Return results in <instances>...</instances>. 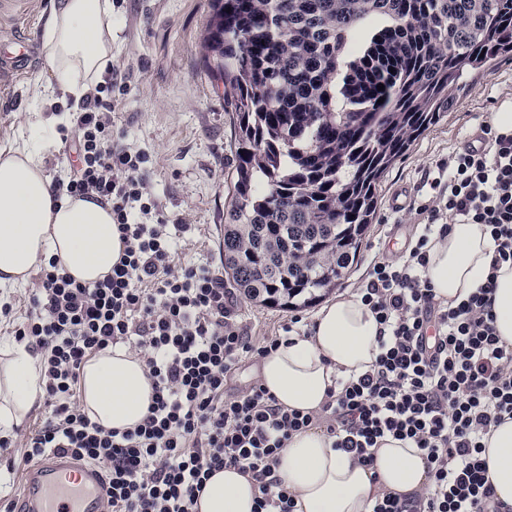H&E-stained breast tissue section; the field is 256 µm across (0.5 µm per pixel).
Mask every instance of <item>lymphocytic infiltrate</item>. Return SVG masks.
Returning <instances> with one entry per match:
<instances>
[{"label": "lymphocytic infiltrate", "instance_id": "f902f5d3", "mask_svg": "<svg viewBox=\"0 0 512 512\" xmlns=\"http://www.w3.org/2000/svg\"><path fill=\"white\" fill-rule=\"evenodd\" d=\"M117 104L88 95L71 118L81 166L56 197L110 205L124 245L111 274L80 283L57 260L41 265L18 340L41 355L39 382L51 411L25 435L26 461L53 452L101 468L105 512H196L217 470L234 467L258 488L255 512H294L276 476V455L299 431L325 424L335 448L371 465L391 437L423 451L432 481L422 495L377 497L372 512H500L481 458L493 426L512 419V347L501 345L491 312L496 272L457 304H442L425 278L429 247L450 225L489 230L495 264L512 263V136L488 134L479 148L450 156L433 178L428 222L398 265L377 261L360 289L381 326L370 370L341 380L321 412L289 410L261 385L225 396L224 379L255 345L238 320L224 278L209 265L174 267V232L147 190L148 155L112 131ZM123 344L140 354L153 397L142 423L105 428L76 402L92 355Z\"/></svg>", "mask_w": 512, "mask_h": 512}]
</instances>
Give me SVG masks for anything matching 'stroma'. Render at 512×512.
Here are the masks:
<instances>
[{
	"instance_id": "1",
	"label": "stroma",
	"mask_w": 512,
	"mask_h": 512,
	"mask_svg": "<svg viewBox=\"0 0 512 512\" xmlns=\"http://www.w3.org/2000/svg\"><path fill=\"white\" fill-rule=\"evenodd\" d=\"M57 0H0V44L11 52L35 48L20 78L0 82V146H20L28 138L26 117L37 107L33 87L44 79L42 54L47 22ZM211 16L210 0H121L109 19L114 66L131 76L115 110L116 129L133 149L149 157L147 187L172 222L192 230L178 262L210 263L223 272L219 247L228 211L227 175L235 164L234 130L223 83L208 69L202 38ZM468 93L457 99L438 124L427 129L384 174L375 220L360 248L359 259L338 285L353 292L376 261L397 263L414 245L427 216L421 206L428 193L425 170L469 146L480 144L502 102L512 100V59L498 58L490 74L468 79ZM49 144L44 170L51 180H68L77 164L63 142L58 123L45 125ZM399 206H392V199ZM239 320L253 341L280 336L285 326L303 334L318 306L283 311L258 306L235 294Z\"/></svg>"
}]
</instances>
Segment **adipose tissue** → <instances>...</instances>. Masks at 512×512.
<instances>
[{
	"label": "adipose tissue",
	"instance_id": "adipose-tissue-1",
	"mask_svg": "<svg viewBox=\"0 0 512 512\" xmlns=\"http://www.w3.org/2000/svg\"><path fill=\"white\" fill-rule=\"evenodd\" d=\"M110 0H59L44 41L46 81L34 96L61 91L73 102L90 91L112 63ZM40 139L20 148L0 147V288L26 285L41 264L57 259L81 283L102 279L123 251L112 210L82 198H55L41 163ZM495 244L476 224H452L429 253L425 276L443 302L466 298L492 270ZM494 327L512 346V266L496 269ZM380 325L361 296H336L317 313L310 333L289 336L263 357L256 370L262 387L288 409L321 411L337 379L374 364ZM40 356L28 342L0 345V432L21 426L45 392ZM81 405L108 429L135 428L152 402V381L142 358L124 347L90 357L80 375ZM482 458L494 498L512 512V420L483 439ZM365 466L333 448L322 428L292 435L278 455L276 473L288 486L295 512H371L376 495L421 494L432 477L420 449L385 438ZM258 493L250 476L232 467L209 477L197 512H253Z\"/></svg>",
	"mask_w": 512,
	"mask_h": 512
}]
</instances>
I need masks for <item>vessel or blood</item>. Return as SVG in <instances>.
Segmentation results:
<instances>
[{
    "label": "vessel or blood",
    "instance_id": "obj_1",
    "mask_svg": "<svg viewBox=\"0 0 512 512\" xmlns=\"http://www.w3.org/2000/svg\"><path fill=\"white\" fill-rule=\"evenodd\" d=\"M105 488L99 470L71 455L55 453L30 467L22 512H102Z\"/></svg>",
    "mask_w": 512,
    "mask_h": 512
}]
</instances>
